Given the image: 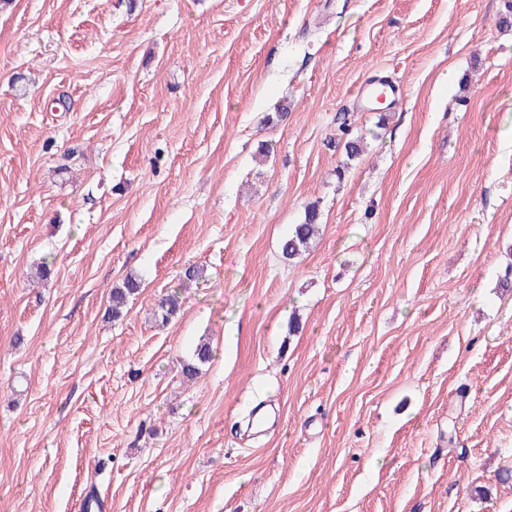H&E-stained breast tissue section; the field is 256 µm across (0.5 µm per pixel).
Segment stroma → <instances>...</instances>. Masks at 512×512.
<instances>
[{"mask_svg":"<svg viewBox=\"0 0 512 512\" xmlns=\"http://www.w3.org/2000/svg\"><path fill=\"white\" fill-rule=\"evenodd\" d=\"M511 267L512 0L0 7V512H512ZM384 87L385 95L379 96L378 91ZM399 90L387 83L386 80L378 79L362 87V96L369 103L368 110H376L377 102L387 103L390 106L396 101ZM320 213L316 205L305 208L304 219L295 224L291 233L281 243V253L285 259L293 260L306 251L320 233ZM140 288V281L137 278H127L123 285L115 287L112 290V317L118 318L121 313V309L128 302V298L135 294ZM180 310V301L176 292L168 291L158 300L155 317L161 324H167ZM213 358V351L209 344L202 343L194 349L192 358L183 363L182 376L186 382H191L198 378L202 372V367Z\"/></svg>","mask_w":512,"mask_h":512,"instance_id":"stroma-1","label":"stroma"}]
</instances>
